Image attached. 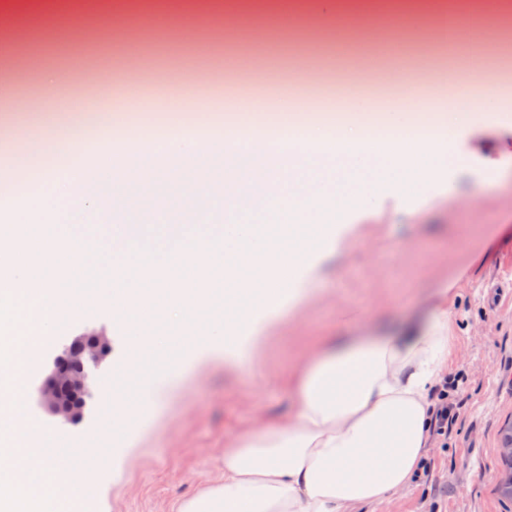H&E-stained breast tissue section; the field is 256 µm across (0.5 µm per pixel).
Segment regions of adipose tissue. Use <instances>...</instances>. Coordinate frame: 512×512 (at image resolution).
I'll return each instance as SVG.
<instances>
[{"instance_id":"obj_1","label":"adipose tissue","mask_w":512,"mask_h":512,"mask_svg":"<svg viewBox=\"0 0 512 512\" xmlns=\"http://www.w3.org/2000/svg\"><path fill=\"white\" fill-rule=\"evenodd\" d=\"M470 80L427 94L306 85L274 96L203 85L107 106L90 128L45 118L12 130L0 154V512H66L82 479L73 449L25 414L42 332L93 307L127 349L159 357L157 398L200 361L233 368L267 329L316 302L311 285L367 213L370 186L417 217L448 196L451 145L465 127L512 123V88L495 65L458 50ZM447 297L424 323L385 336L364 320L310 351L294 373L288 414L238 433L224 479L175 512H368L409 489L430 446L435 392L451 354Z\"/></svg>"}]
</instances>
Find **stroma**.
Returning <instances> with one entry per match:
<instances>
[{"label":"stroma","mask_w":512,"mask_h":512,"mask_svg":"<svg viewBox=\"0 0 512 512\" xmlns=\"http://www.w3.org/2000/svg\"><path fill=\"white\" fill-rule=\"evenodd\" d=\"M226 0H0V7L38 10L36 28L18 31L6 48L16 76L0 94V126L28 124L27 106L46 69L61 77L56 105L100 102L103 92L127 108L138 99L133 84L156 91L168 84L228 90L317 83L336 88L352 81L380 86L379 64L398 62L413 82L428 72L424 49L447 55L448 43L417 26L388 27L383 35L355 28L322 29L296 0L288 27L262 33L240 23L224 27ZM87 34L77 45L72 27ZM456 149L469 159L466 173L448 175L450 189L466 195L488 168L497 189L486 201L458 209L427 202L419 219L394 213L383 193L369 217L352 215L357 242L347 244L325 278L319 300L294 320H281L260 355L233 370L223 364L195 369L179 391L143 409L149 371L158 360H131L137 378L126 386L123 407L104 396L92 401L76 424L49 415L37 387L56 348L88 329L111 330L93 309L46 332L38 367L29 377L26 411L57 442L78 450L84 482L71 494L74 512H173L203 487L223 481L219 460L241 429L258 418L284 417L291 405V375L301 358L330 336L344 335L368 313L385 331H404L420 320L438 288L453 282L449 308L456 354L449 374L467 376L464 401L448 441H432L411 490L377 505L375 512H512L497 493L500 433L512 423V298L495 285L512 258V130L473 126L460 132ZM135 414V431L98 435Z\"/></svg>","instance_id":"35a3bbf8"}]
</instances>
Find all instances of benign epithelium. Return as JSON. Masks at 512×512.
Listing matches in <instances>:
<instances>
[{"instance_id": "obj_1", "label": "benign epithelium", "mask_w": 512, "mask_h": 512, "mask_svg": "<svg viewBox=\"0 0 512 512\" xmlns=\"http://www.w3.org/2000/svg\"><path fill=\"white\" fill-rule=\"evenodd\" d=\"M111 354V338L95 329L64 343L38 387L42 407L65 422L82 420L103 381V368Z\"/></svg>"}]
</instances>
